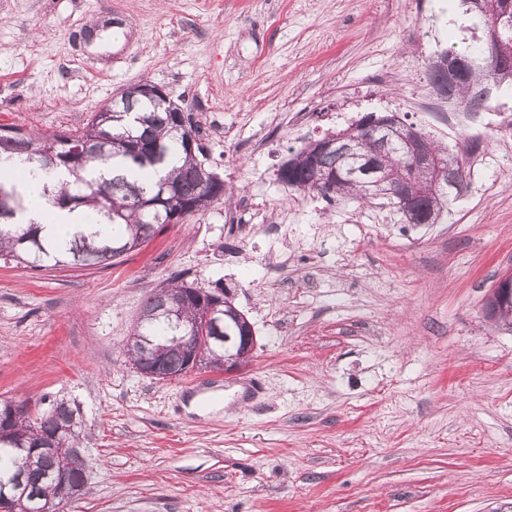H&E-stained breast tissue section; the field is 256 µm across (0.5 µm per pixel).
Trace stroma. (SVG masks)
Returning <instances> with one entry per match:
<instances>
[{"label":"stroma","mask_w":512,"mask_h":512,"mask_svg":"<svg viewBox=\"0 0 512 512\" xmlns=\"http://www.w3.org/2000/svg\"><path fill=\"white\" fill-rule=\"evenodd\" d=\"M459 0H0V128L81 131L128 85L165 88L227 200L108 268L0 260V401L64 399L89 462L63 512H500L512 504V84L476 113L430 60L484 39ZM396 113L464 170L449 217L326 200L279 168ZM254 325L238 372L138 373L120 349L175 273ZM192 376V377H193ZM512 302V274L505 275L492 290L486 303V314L491 319H498L501 308Z\"/></svg>","instance_id":"stroma-1"}]
</instances>
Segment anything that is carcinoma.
Segmentation results:
<instances>
[{
  "label": "carcinoma",
  "instance_id": "obj_1",
  "mask_svg": "<svg viewBox=\"0 0 512 512\" xmlns=\"http://www.w3.org/2000/svg\"><path fill=\"white\" fill-rule=\"evenodd\" d=\"M498 0H487L486 11L476 15L484 26L498 27L501 42L512 49V14L498 13ZM446 52L468 60L462 80L451 102L466 112L486 107L484 90L495 68L512 71V52L490 58L485 42L465 47L450 46ZM135 111L108 104L96 112L82 131L72 135L76 141L94 140L87 154L67 166L60 163L64 151L56 136L22 138L0 133V160L17 158L35 164L47 173H62L64 178L53 187L56 200L73 204L87 211L91 224H119L127 234L109 238L98 232L92 237L80 236L68 244L49 245L34 227V220L19 219L25 211L24 200L15 185L0 182V259L13 261L30 269L47 266L80 267L106 264L150 241L166 226L169 214L183 201L200 212L224 198V180L219 176H202L210 171L203 160L201 146L192 149L186 133L175 128V113L142 97L134 100ZM422 145L443 164L455 157L448 148L435 143L419 132ZM361 152L380 156L387 173L403 179L417 189L415 209L418 221L437 220L454 189L439 181L436 170L411 167L405 157L406 147L394 142L384 155H379L376 139L364 136ZM348 159L334 152L315 155L307 144L292 160L285 172L286 184L324 197H369L371 193L361 182L346 173ZM157 203L148 212L142 201ZM193 287L186 281L174 280L158 289L141 307L131 335L148 339L144 346L138 341L126 347L128 361L136 365L144 360L143 347L154 353L152 379L165 381L173 375L183 376L192 367L184 355L181 336L187 326L197 325V335L207 345V362L218 365L224 358V344L208 342L224 335V320L215 324L197 323V307L188 305L180 314L164 315L172 299ZM77 409L68 402L55 399L46 410L7 417L11 438L0 441V499L24 498L17 512H55L60 504L78 497L85 485L84 471L75 465L69 449L78 447L82 428L76 424L69 432H59L76 417ZM60 436L63 448L43 450L47 441Z\"/></svg>",
  "mask_w": 512,
  "mask_h": 512
}]
</instances>
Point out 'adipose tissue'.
<instances>
[{"label": "adipose tissue", "instance_id": "ef3b65f1", "mask_svg": "<svg viewBox=\"0 0 512 512\" xmlns=\"http://www.w3.org/2000/svg\"><path fill=\"white\" fill-rule=\"evenodd\" d=\"M15 179L21 187L27 205V217L36 219L40 234L49 243L71 240L76 233L91 234L85 212L69 210L52 204L45 191L47 177L33 165L13 162L0 165V179Z\"/></svg>", "mask_w": 512, "mask_h": 512}]
</instances>
